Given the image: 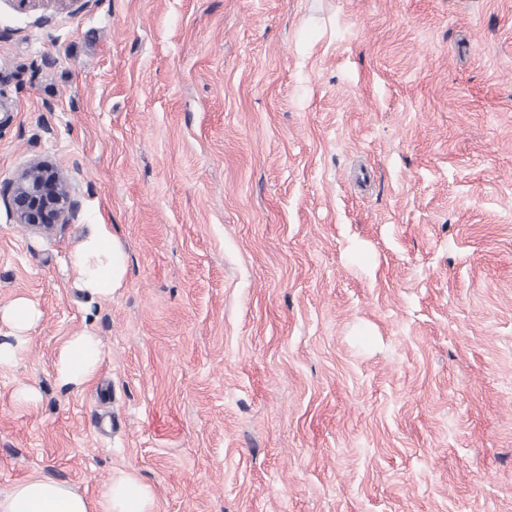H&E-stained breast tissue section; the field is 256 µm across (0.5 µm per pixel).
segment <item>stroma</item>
<instances>
[{
	"mask_svg": "<svg viewBox=\"0 0 512 512\" xmlns=\"http://www.w3.org/2000/svg\"><path fill=\"white\" fill-rule=\"evenodd\" d=\"M35 160L79 210L0 196V305L43 313L0 493L512 512V0H0V189ZM91 223L128 254L109 300L65 268ZM6 197L20 224L43 230L68 223L78 209L65 181L41 162L25 168L7 190ZM101 354L100 343L92 333L70 336L55 365L58 381L66 386H81L96 373Z\"/></svg>",
	"mask_w": 512,
	"mask_h": 512,
	"instance_id": "1",
	"label": "stroma"
}]
</instances>
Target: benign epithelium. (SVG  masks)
Listing matches in <instances>:
<instances>
[{
    "mask_svg": "<svg viewBox=\"0 0 512 512\" xmlns=\"http://www.w3.org/2000/svg\"><path fill=\"white\" fill-rule=\"evenodd\" d=\"M7 198L19 223L43 230L68 223L78 209L65 181L41 162L23 170L7 190Z\"/></svg>",
    "mask_w": 512,
    "mask_h": 512,
    "instance_id": "obj_1",
    "label": "benign epithelium"
}]
</instances>
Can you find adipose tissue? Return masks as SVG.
<instances>
[{"label":"adipose tissue","instance_id":"ef3b65f1","mask_svg":"<svg viewBox=\"0 0 512 512\" xmlns=\"http://www.w3.org/2000/svg\"><path fill=\"white\" fill-rule=\"evenodd\" d=\"M67 266L78 288L108 299L126 282V249L108 225L90 224ZM41 317V310L24 296L0 306V322L11 329L9 340L0 342V368L11 366L26 350L28 332ZM100 360L98 339L87 331L75 334L59 355L56 377L63 385L81 386L96 373ZM0 512H155V496L150 486L128 472L113 475L93 502L74 486L33 475L0 495Z\"/></svg>","mask_w":512,"mask_h":512}]
</instances>
